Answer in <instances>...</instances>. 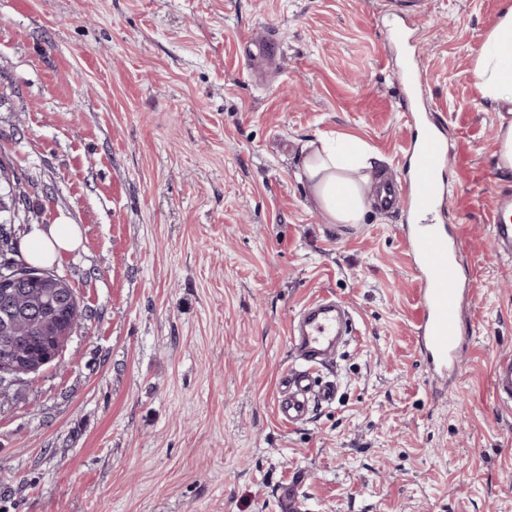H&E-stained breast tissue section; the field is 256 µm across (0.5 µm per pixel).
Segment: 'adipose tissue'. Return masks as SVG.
Listing matches in <instances>:
<instances>
[{
    "label": "adipose tissue",
    "instance_id": "obj_1",
    "mask_svg": "<svg viewBox=\"0 0 512 512\" xmlns=\"http://www.w3.org/2000/svg\"><path fill=\"white\" fill-rule=\"evenodd\" d=\"M473 76L483 98L512 100V0H504L497 24L475 51ZM379 156L350 136L307 141L299 178L328 223H362L374 202L373 174ZM81 231L73 224L34 228L26 243L32 261L54 262L75 249Z\"/></svg>",
    "mask_w": 512,
    "mask_h": 512
}]
</instances>
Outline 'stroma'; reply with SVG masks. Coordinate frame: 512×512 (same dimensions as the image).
Segmentation results:
<instances>
[{"label":"stroma","instance_id":"35a3bbf8","mask_svg":"<svg viewBox=\"0 0 512 512\" xmlns=\"http://www.w3.org/2000/svg\"><path fill=\"white\" fill-rule=\"evenodd\" d=\"M503 0H0V155L35 224H76L54 270L88 318L0 401V512H512V258L488 212L501 105L473 56ZM405 44L386 39L393 24ZM414 108L444 124L471 344L436 382L414 334L401 213L329 224L307 141L363 140L401 177ZM324 294L357 337L335 403L275 414L288 330ZM494 400L503 408H512V357L498 358L491 371ZM279 512H301L302 502L297 491V485L282 484L277 491Z\"/></svg>","mask_w":512,"mask_h":512}]
</instances>
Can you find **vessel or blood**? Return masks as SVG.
I'll return each instance as SVG.
<instances>
[{
    "mask_svg": "<svg viewBox=\"0 0 512 512\" xmlns=\"http://www.w3.org/2000/svg\"><path fill=\"white\" fill-rule=\"evenodd\" d=\"M406 150L411 175L405 187L387 185L381 205L386 211L400 210L407 219L401 233L416 277L418 314L414 330L419 356L431 377L442 380L455 369L469 341L463 326V246L450 225L429 221L448 199L443 173L449 153L442 123L434 118L415 122ZM488 222L497 252L511 257L512 193L495 195ZM354 333L348 307L332 297L321 296L301 307L289 329L293 357L279 383L276 414L280 420L304 422L316 407L334 401L336 385L324 380L322 372L333 367L338 347L348 344ZM491 387L498 405L511 409V356L494 362Z\"/></svg>",
    "mask_w": 512,
    "mask_h": 512,
    "instance_id": "vessel-or-blood-1",
    "label": "vessel or blood"
}]
</instances>
